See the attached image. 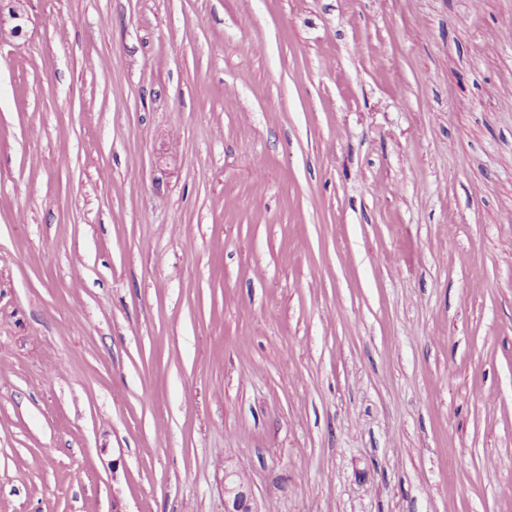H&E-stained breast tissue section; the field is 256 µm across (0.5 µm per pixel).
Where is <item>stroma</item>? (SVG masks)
I'll list each match as a JSON object with an SVG mask.
<instances>
[{"label": "stroma", "mask_w": 512, "mask_h": 512, "mask_svg": "<svg viewBox=\"0 0 512 512\" xmlns=\"http://www.w3.org/2000/svg\"><path fill=\"white\" fill-rule=\"evenodd\" d=\"M512 512V0H0V512ZM224 493L226 512H250V491L228 464L224 466Z\"/></svg>", "instance_id": "obj_1"}]
</instances>
